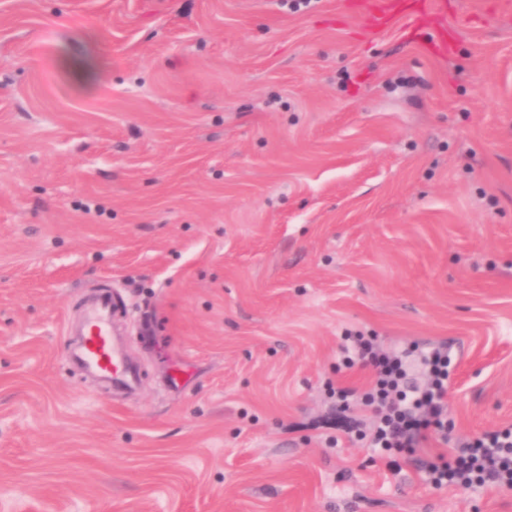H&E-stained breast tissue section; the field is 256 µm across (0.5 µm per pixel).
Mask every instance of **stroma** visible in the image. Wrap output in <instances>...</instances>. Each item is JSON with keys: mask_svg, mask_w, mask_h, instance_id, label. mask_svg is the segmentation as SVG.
<instances>
[{"mask_svg": "<svg viewBox=\"0 0 512 512\" xmlns=\"http://www.w3.org/2000/svg\"><path fill=\"white\" fill-rule=\"evenodd\" d=\"M344 2L0 0V512H512L424 473L512 429V21ZM361 336L448 348L447 431L372 444ZM445 0H359L355 2L358 17L368 31H382L396 20L409 24L412 33L432 28L435 52L448 55L456 47L457 36L448 31L441 5ZM112 295L102 292L91 302L81 329L74 335V359L102 381L134 390L136 373L112 339Z\"/></svg>", "mask_w": 512, "mask_h": 512, "instance_id": "1", "label": "stroma"}]
</instances>
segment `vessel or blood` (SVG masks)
<instances>
[{
  "instance_id": "b4317fda",
  "label": "vessel or blood",
  "mask_w": 512,
  "mask_h": 512,
  "mask_svg": "<svg viewBox=\"0 0 512 512\" xmlns=\"http://www.w3.org/2000/svg\"><path fill=\"white\" fill-rule=\"evenodd\" d=\"M355 7L369 31L378 32L403 20L415 34L435 30V52L447 55L456 47L457 37L444 21L440 0H356ZM112 311L110 293H100L91 302L77 333L74 359L102 381L131 391L136 373L112 338Z\"/></svg>"
}]
</instances>
